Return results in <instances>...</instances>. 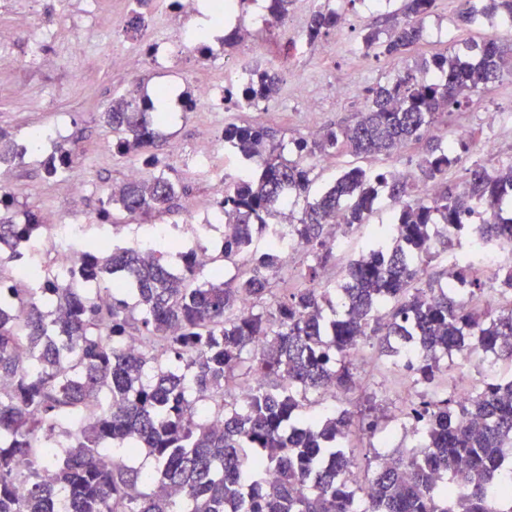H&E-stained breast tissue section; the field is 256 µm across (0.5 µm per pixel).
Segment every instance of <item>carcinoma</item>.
Wrapping results in <instances>:
<instances>
[{
  "label": "carcinoma",
  "mask_w": 512,
  "mask_h": 512,
  "mask_svg": "<svg viewBox=\"0 0 512 512\" xmlns=\"http://www.w3.org/2000/svg\"><path fill=\"white\" fill-rule=\"evenodd\" d=\"M267 2L272 30L293 0ZM435 2L402 0V22L384 40L378 27L366 28L361 48L395 58L409 52L424 39ZM484 2V14L512 19V0ZM341 20L333 8L316 10L299 38L313 45ZM430 71L436 77H424ZM506 75L512 43L497 37L472 61L436 54L372 88L353 125L296 140L288 154L267 128L224 125V145L251 169L216 202L224 247L209 255L206 278L193 253L170 268L160 238L154 259L93 243L66 279L32 283L0 264V512H512V377L483 376L464 399L429 391L444 356L512 359V262L496 275L498 299L481 312L467 309L455 288L465 286L470 299L484 294L472 265L449 269L443 285L424 278L463 235L473 249L512 239V217H503L512 163L491 174L476 165L463 189L451 187L448 170L471 149L459 136L406 176L353 167L310 197L321 158L341 150L391 157ZM280 82L277 71L260 69L228 93L230 103L238 110L269 103ZM160 97L112 100L103 116L117 153L154 142L151 123L168 118L158 111ZM145 161L141 179L101 199V220L111 221L115 209L148 216L178 198L157 158ZM73 163L72 149L60 145L44 169L54 177ZM429 183L438 186L434 197L414 194ZM384 195L396 205V236L381 226L342 283L323 281L336 211L345 214L336 225L345 236L369 223ZM476 205L483 223H465ZM23 216L0 213V244L12 249L51 232L37 215ZM271 219L302 251L309 282L278 298L282 265ZM238 258L250 270L229 273L226 263ZM90 282L106 301L81 288ZM362 342L411 370L422 387L406 413L415 423L412 445L386 459L375 454L367 488L347 475L354 463L346 439L355 427L376 436L380 420L341 405L324 413L321 400L357 387L351 351ZM257 376L249 397L236 398L232 387ZM210 414L224 417V426ZM141 456L151 467L134 465ZM20 483L28 486L23 498Z\"/></svg>",
  "instance_id": "1"
}]
</instances>
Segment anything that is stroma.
Listing matches in <instances>:
<instances>
[{
  "label": "stroma",
  "mask_w": 512,
  "mask_h": 512,
  "mask_svg": "<svg viewBox=\"0 0 512 512\" xmlns=\"http://www.w3.org/2000/svg\"><path fill=\"white\" fill-rule=\"evenodd\" d=\"M89 1L95 7L93 30L87 32L63 24L57 41L41 51L39 62L26 60L21 49L10 59H0V133L17 141L34 125L62 127L76 154V170L86 182L81 196H71L65 179L48 177L40 160H29L15 178L17 210L39 215L49 210L65 217L76 215L88 224V234L93 239L108 237L118 224L125 241L130 243L158 230L160 225L186 223L185 198H193L204 206L211 203L212 180L198 173L191 160L203 126L228 122L258 125L270 129L287 144L300 137H316L328 128L339 130L355 123L359 112L366 108L368 90L387 75L415 66L437 53L468 55L471 46L486 38V19L464 23L459 18L460 0H437L421 45L400 58L378 57L358 47L357 38L367 24L389 27L388 14L400 8L401 0H352L344 7L345 24L331 30L315 45H300L297 36L324 0H294L286 20L271 33L264 25L266 0H250L241 24L243 37L227 50L224 60L229 63L248 55L259 44L272 45L274 52L266 64L279 70L282 78L277 101L265 108L231 109L221 115L170 110V119L161 126L153 151L166 162L168 175L178 184L179 200L170 210L147 219H133L117 211L112 223L105 224L98 218L101 198L110 192L113 183L123 181L129 168L140 165L141 159L113 152L112 135L103 126L100 115L111 106L113 98L162 84L157 71L147 63H140L133 73L107 63L112 43L134 45L141 39L140 34L114 23L115 18L123 20L132 15V0H0V26H10L15 18L28 15L49 20ZM20 85L26 86V96L17 94ZM305 87L311 88L318 98L316 111L305 109L301 95ZM437 127V132L426 133L390 158L355 156L346 151L327 157L319 165L320 182L329 184L342 170L352 167L376 172L414 170L432 148L447 145L449 135L461 130L475 141L495 139L498 152H470L449 172V184L464 185L473 165L491 172L511 162L512 78L488 84L461 110L445 114ZM393 210L389 199H381L370 223L343 237L341 246L334 248L324 277L341 281L348 263L361 253L373 226L389 223ZM355 366L361 379L359 387L348 395L352 406L362 405L367 396H375L378 416L394 430L403 411L415 400L416 388L409 373L385 368L376 351L368 346ZM404 443L403 435L394 430L390 448Z\"/></svg>",
  "instance_id": "1"
}]
</instances>
